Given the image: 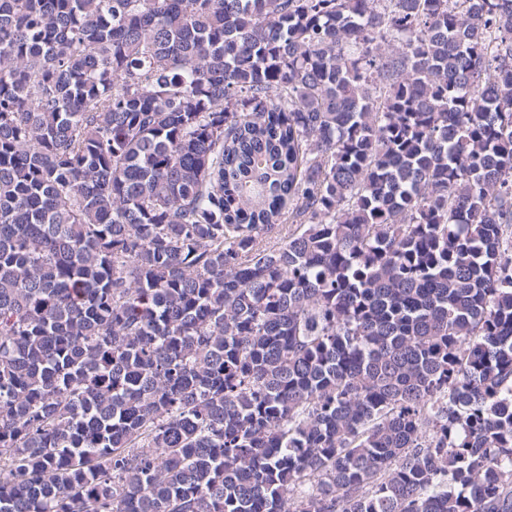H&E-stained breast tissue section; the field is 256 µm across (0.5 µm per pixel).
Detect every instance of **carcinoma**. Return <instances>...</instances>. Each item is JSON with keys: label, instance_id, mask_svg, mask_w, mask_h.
I'll list each match as a JSON object with an SVG mask.
<instances>
[{"label": "carcinoma", "instance_id": "1", "mask_svg": "<svg viewBox=\"0 0 512 512\" xmlns=\"http://www.w3.org/2000/svg\"><path fill=\"white\" fill-rule=\"evenodd\" d=\"M0 512H512V0H0Z\"/></svg>", "mask_w": 512, "mask_h": 512}]
</instances>
